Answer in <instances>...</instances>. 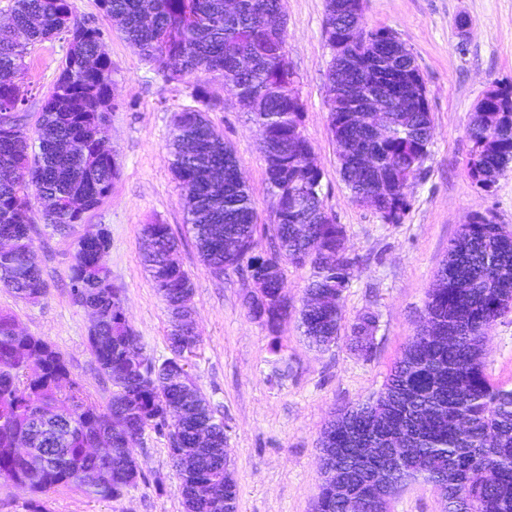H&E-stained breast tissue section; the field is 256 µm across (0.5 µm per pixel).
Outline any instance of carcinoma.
Instances as JSON below:
<instances>
[{"label":"carcinoma","instance_id":"1","mask_svg":"<svg viewBox=\"0 0 512 512\" xmlns=\"http://www.w3.org/2000/svg\"><path fill=\"white\" fill-rule=\"evenodd\" d=\"M102 14L124 33L142 59L167 81L197 70L220 75L237 67L247 52L253 66L236 74L241 108L255 123L271 128L264 156L273 193L307 197L305 209L285 207L274 225L272 248L284 262L310 267L306 294L330 296L319 307L302 303L304 335L317 346L336 339L344 320L342 295L354 276L356 260L344 248L345 231L323 218L322 173L307 175L313 152L302 132L304 109L288 96L294 69L286 48L285 24L274 25L281 0H238L228 13L224 0H97ZM354 0H326L325 17L343 27ZM13 26H0V113L13 114L0 127V237L13 241L0 253V288L35 302L46 283L33 246L37 218L68 235L110 195L118 174L114 156L95 150L97 129L115 108L112 61L101 51L103 32L79 19L72 0H12ZM387 29L364 28L368 50L390 77L421 76L404 56L384 47ZM68 42L60 73L44 96L34 124L20 122L26 111L21 75L28 46L53 38ZM328 78L361 81L355 56ZM197 106L176 113L169 147L172 169L187 200L190 224L202 262L211 273L253 261L256 211L240 181V161L207 118L221 100L196 85ZM494 105L503 112H475L466 167L489 192L512 171V84H501ZM350 101L330 105L329 115L345 117L330 125L340 174L356 204L373 200L386 224H400L410 208L409 189L430 155L431 115L415 98L391 113L387 140L376 141L361 127ZM45 207L35 212L32 199ZM142 261L152 281L174 307L193 283L171 259L179 246L167 224H146ZM110 236L94 226L74 242L70 267L73 304L98 309L100 323L88 335L91 354L114 390L101 408L83 395L71 378L64 354L51 342L18 335V320L0 311V478L34 494L58 486L84 488L103 499H117L139 477L130 444L153 428L166 426L171 407L182 411L170 455L180 478L185 512H237L234 479L224 471V421L216 419L206 397L191 379L180 377L181 353L199 335L168 336L171 357L156 364L143 351L129 323L123 299L112 286ZM266 288L258 300L243 297L248 316L274 332L291 304L279 290L284 268H262ZM512 314V234L492 219L474 217L448 243L425 304L426 331H416L382 391L342 409L326 428L342 453L329 459L353 489L367 473L349 463L356 448L377 449L372 466L386 467L397 437L404 461L391 470L397 484L421 480L442 483L445 512H512V389L485 374L478 336ZM376 316L360 314L350 327L353 350L370 352ZM103 430L112 452L106 461L86 454ZM25 434L40 460L34 469L20 455L16 436ZM107 469L103 485L84 484L81 474ZM314 512H347L345 500L321 487Z\"/></svg>","mask_w":512,"mask_h":512}]
</instances>
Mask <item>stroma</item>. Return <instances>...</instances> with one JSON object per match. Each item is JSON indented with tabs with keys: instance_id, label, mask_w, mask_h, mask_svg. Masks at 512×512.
Wrapping results in <instances>:
<instances>
[{
	"instance_id": "1",
	"label": "stroma",
	"mask_w": 512,
	"mask_h": 512,
	"mask_svg": "<svg viewBox=\"0 0 512 512\" xmlns=\"http://www.w3.org/2000/svg\"><path fill=\"white\" fill-rule=\"evenodd\" d=\"M73 4L81 20L101 28L102 50L112 62L117 106L105 144L117 159L119 175L86 224H102L110 232L112 284L121 291L129 322L154 361L170 357L172 318L140 258L143 225H169L179 240L176 258L193 282L189 306L201 338L189 372L224 421L238 512H313L324 480L319 440L326 426L340 409L383 389L424 317L426 295L449 241L478 212H491L512 231V172L488 194L465 167L467 129L479 99L492 83L512 81V0H364L366 26L393 30L412 52L431 112L426 174L414 185L400 224L383 223L374 209L355 204L340 176L328 125L331 50L325 0H281L288 57L301 76L302 130L322 171L325 207L343 226L346 253L357 261L343 293L346 325L323 349L309 344L299 327L309 268L286 265L285 291L293 309L273 333L248 317L242 304L251 281L232 268L214 276L186 231L185 195L171 171L168 140L174 114L192 106L196 84L222 101L208 118L243 169L257 215V252L270 248L277 222L257 127L225 92L222 76L202 70L178 83L164 82L102 15L96 0ZM461 19L469 25L465 41L457 27ZM66 50L59 38L30 47L21 79L30 94L28 113L37 112ZM33 238L47 293L27 303L0 289V309L14 312L23 331L56 345L90 399L107 405L113 386L89 350V315L70 297L73 237L40 222ZM366 311L376 315L377 330L369 354L361 355L350 348L349 325ZM483 362L491 380L512 388V315L490 328ZM134 458L140 475L119 499L72 487L52 489L41 499L48 512H184L167 431L146 430ZM388 512H444V502L434 487L417 481L390 500Z\"/></svg>"
}]
</instances>
